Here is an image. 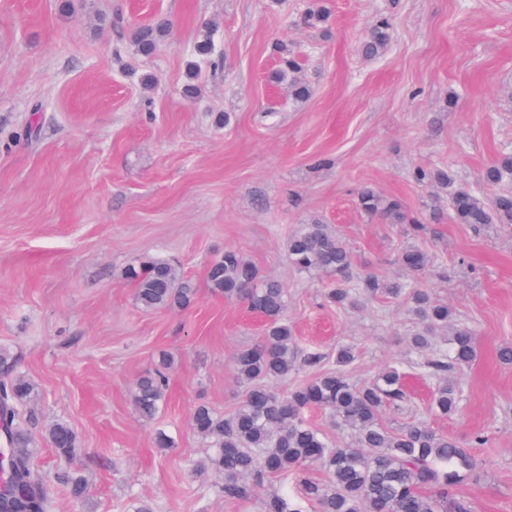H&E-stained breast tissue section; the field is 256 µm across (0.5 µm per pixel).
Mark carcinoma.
<instances>
[{
    "mask_svg": "<svg viewBox=\"0 0 512 512\" xmlns=\"http://www.w3.org/2000/svg\"><path fill=\"white\" fill-rule=\"evenodd\" d=\"M168 24L157 21L136 36L137 51L153 53ZM389 23L385 20L368 32L363 51L377 57L388 48ZM421 181L437 182L448 189V206L456 224L480 228L486 224H512V190L485 197L471 188L455 184L445 170L419 171ZM480 180L486 185L512 181V153L501 154L485 167ZM359 206L371 215L380 214L394 224L406 220L401 203L388 199L370 187L358 193ZM286 251L295 269L334 277L326 289L328 303L345 308L369 302L385 293L407 301L418 318L420 329L414 344L423 349L432 335L448 328L452 313L448 304L411 284L383 285L374 277L354 281L347 245L327 225H300L288 238ZM427 252L407 247L399 253L400 264L419 275L430 264ZM135 281V300L144 310H176L188 306L195 284L181 276L166 258L152 257L130 270ZM211 291L226 300L239 301L263 317L266 328L260 342L239 350L233 360L234 372L244 386L239 407L229 416L208 405L192 412V428L210 448L202 468L219 479L226 501L251 498L267 478H293L303 496L291 498L278 493L263 500V512H471L460 485L476 469L466 449L424 420L392 430L382 421L386 406L400 407L408 400L403 372L398 366L381 371L369 384H358L350 376L355 360L352 348L336 350L334 367L315 374L284 394L270 389L273 382L288 378L299 365L314 366L323 357L302 353L288 322V298L273 280L235 250L212 260L207 268ZM476 356L473 330L459 324L447 336V348L428 353L421 363L424 373L439 381L431 410L453 414L458 410L455 385L445 380L453 369L469 365ZM173 360L164 356L159 367L138 377L132 400L139 416L150 421L166 400L167 370ZM39 390L19 369V358L0 345V469L6 478L0 483V512H50L53 493L39 466L35 442L28 424L33 414L23 407L37 402ZM319 408L354 433V442L334 446L324 434L305 420V412ZM47 441L57 454L69 458L81 447L77 432L65 420L47 429ZM320 464L326 479L315 481L305 468ZM59 484L80 500L87 485L80 472L70 469Z\"/></svg>",
    "mask_w": 512,
    "mask_h": 512,
    "instance_id": "1",
    "label": "carcinoma"
}]
</instances>
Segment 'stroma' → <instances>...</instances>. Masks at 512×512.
<instances>
[{
  "label": "stroma",
  "mask_w": 512,
  "mask_h": 512,
  "mask_svg": "<svg viewBox=\"0 0 512 512\" xmlns=\"http://www.w3.org/2000/svg\"><path fill=\"white\" fill-rule=\"evenodd\" d=\"M321 3L329 19L311 25V0H74L68 15L57 0H0V345L41 394L33 433L54 512H133L143 500L153 512H262L261 496L227 502L198 472L209 450L190 426L197 405L239 406L232 357L264 330L206 282L227 249L285 288L302 351L352 347L360 384L401 366L410 400L384 423L424 419L469 447L471 512H512V363L499 358L512 345V227L454 223L447 191L417 179L448 169L494 195L479 176L512 152V0ZM381 15L391 44L370 59L360 45ZM160 18L168 35L138 55L132 33ZM206 38L214 52L201 63L194 47ZM282 46L307 99L271 79ZM365 186L398 199L406 223L361 210ZM313 221L346 242L361 276L406 279L400 251L429 253L422 286L476 338V359L452 374L456 413L429 410L435 382L415 366L403 300L339 309L324 298L329 277L289 263V233ZM156 255L195 281L188 307L136 305L125 272ZM163 352L174 359L167 398L146 423L130 389ZM58 418L81 438L73 458L46 441ZM159 429L173 448L155 447ZM477 433L486 441L475 447ZM66 468L86 476L83 500L58 485Z\"/></svg>",
  "instance_id": "obj_1"
}]
</instances>
